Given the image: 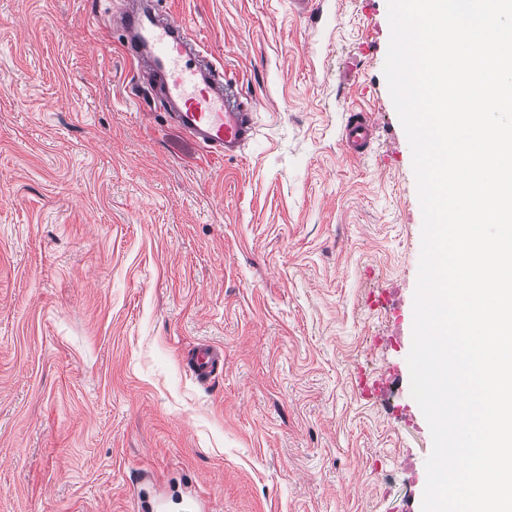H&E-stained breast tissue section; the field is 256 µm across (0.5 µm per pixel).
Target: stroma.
<instances>
[{
    "mask_svg": "<svg viewBox=\"0 0 512 512\" xmlns=\"http://www.w3.org/2000/svg\"><path fill=\"white\" fill-rule=\"evenodd\" d=\"M122 7L0 0V512H422L388 0H165L254 105L232 158L169 122ZM394 376L393 403L359 386ZM373 126L374 121L367 113H354L350 116L341 136L345 155L359 158L366 154ZM185 366L203 383L224 370V351L210 345H201L183 357Z\"/></svg>",
    "mask_w": 512,
    "mask_h": 512,
    "instance_id": "obj_1",
    "label": "stroma"
}]
</instances>
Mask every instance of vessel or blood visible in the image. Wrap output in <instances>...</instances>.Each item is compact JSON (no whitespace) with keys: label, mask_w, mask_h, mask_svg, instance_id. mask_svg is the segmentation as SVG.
Returning <instances> with one entry per match:
<instances>
[{"label":"vessel or blood","mask_w":512,"mask_h":512,"mask_svg":"<svg viewBox=\"0 0 512 512\" xmlns=\"http://www.w3.org/2000/svg\"><path fill=\"white\" fill-rule=\"evenodd\" d=\"M123 51L134 63L149 64L157 77L159 102L170 123L209 154L233 157L243 152L255 133L251 102L222 71L187 29L163 8L160 0H125ZM373 119L350 116L341 136L345 155L359 158L370 143ZM200 382L224 370V351L201 345L184 356Z\"/></svg>","instance_id":"b4317fda"}]
</instances>
